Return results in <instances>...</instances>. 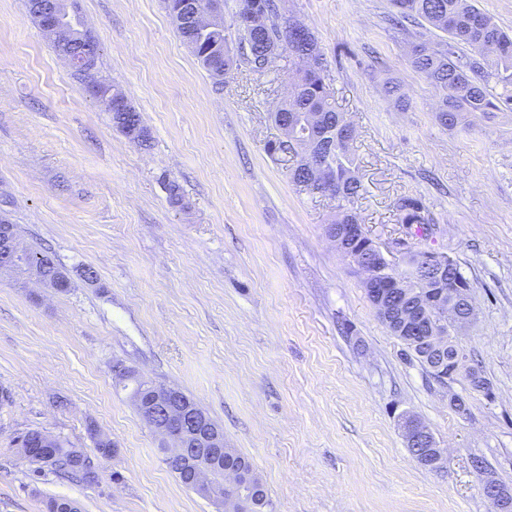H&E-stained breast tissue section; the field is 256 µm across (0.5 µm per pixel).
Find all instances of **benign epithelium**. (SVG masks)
Masks as SVG:
<instances>
[{
    "label": "benign epithelium",
    "instance_id": "obj_1",
    "mask_svg": "<svg viewBox=\"0 0 512 512\" xmlns=\"http://www.w3.org/2000/svg\"><path fill=\"white\" fill-rule=\"evenodd\" d=\"M182 11L193 12L194 19L208 28L218 27L224 22L223 9L213 2L201 8L198 0H184L179 6ZM29 15L39 20L43 34L62 44L73 42L94 43V38L77 20L65 0H57L51 9L46 8L45 0H28ZM81 75L88 79L92 89H103L107 81L97 77L94 57L84 56L79 61ZM316 177L328 195H336V177L331 165L324 159L313 162ZM328 238L336 248L348 257L354 267L363 275L365 284L371 289V302L382 319L388 318L384 302L382 283L398 285V279L385 268L386 278L381 279L368 270L362 253L382 255V251L369 237L361 224H336L327 231ZM5 238L11 252L10 261L1 264L0 272H10L34 279L43 284L46 277L37 262L29 257V251L20 247L13 233V226L0 217V238ZM423 268L430 271L437 281L448 275V254L427 251L418 259ZM453 301L443 295L430 298L429 305L439 314V328L419 342L430 357V366L439 372L442 379L453 378L461 369L464 353L448 337L447 322L461 328L470 323L473 303L470 290L456 288ZM115 382L129 391V400L137 412L143 415L148 427L162 441L165 461L176 475L186 479L187 486L210 499L218 512H259L261 510V480L252 468L238 458L232 449L224 445L222 432L214 427L204 410L178 397L176 389L154 383L135 376L126 366L112 365ZM406 446L415 450L417 462L428 468L437 469L443 463V453L437 448L429 428L420 420L407 416L403 421ZM224 455V487L218 492L211 480V466L208 458ZM482 494L494 512H512V491L499 485L491 472L482 470L478 474Z\"/></svg>",
    "mask_w": 512,
    "mask_h": 512
}]
</instances>
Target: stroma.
Returning a JSON list of instances; mask_svg holds the SVG:
<instances>
[{
  "label": "stroma",
  "instance_id": "stroma-1",
  "mask_svg": "<svg viewBox=\"0 0 512 512\" xmlns=\"http://www.w3.org/2000/svg\"><path fill=\"white\" fill-rule=\"evenodd\" d=\"M280 5L314 33L356 129L361 224L396 272L434 250L472 282L478 318L454 339L490 395L465 415L450 405L470 396L466 377L435 381L391 334L326 235L336 200L301 191L290 155L271 151L288 60L217 84L162 0H77L146 149L113 126L25 0H0V214L70 279L61 292L0 274V512H44L52 497L81 512H216L169 469L113 382L116 362L193 397L277 512H490L476 459L512 488V112L442 126L407 36L389 28L390 0ZM390 80L408 106L385 94ZM403 196L426 205L428 236L397 224ZM405 415L444 449L441 468L411 455ZM93 427L115 448L94 484L33 476L15 450L38 430L92 456Z\"/></svg>",
  "mask_w": 512,
  "mask_h": 512
}]
</instances>
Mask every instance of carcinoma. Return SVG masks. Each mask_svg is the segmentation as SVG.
<instances>
[{
  "instance_id": "1",
  "label": "carcinoma",
  "mask_w": 512,
  "mask_h": 512,
  "mask_svg": "<svg viewBox=\"0 0 512 512\" xmlns=\"http://www.w3.org/2000/svg\"><path fill=\"white\" fill-rule=\"evenodd\" d=\"M181 0H163L165 9L176 24L180 37L205 48L196 59L214 83L221 84L235 67L258 69V63L267 61L266 69L277 66L284 56L293 59L295 82L289 99L283 101L276 112L294 114L301 120L300 136L307 138L309 150L295 159L291 180L301 190L317 193L308 168L310 155H323L336 172V183L341 196L337 197L334 224H353L358 220L353 210L361 195L362 185L356 175L351 152L353 138L343 135L351 126L344 115L336 110L335 100L325 81V59L313 32L305 25L280 18L277 0H238L236 14L251 7L262 15V37L254 29L240 26L229 32L223 25L214 29L191 28L175 15ZM395 8L392 18L394 29L405 32L415 24H427L448 36L442 46H434L425 34H411L409 61L411 66L435 88L439 94L436 112L446 127L459 123L463 112H512V35L505 32L490 16L481 12L473 0H391ZM106 111L112 113V122L119 130L127 123L142 124L139 112L129 117L112 111L107 93L93 94ZM397 223L404 224L414 233L428 234L431 230L427 208L416 197H401L396 202ZM35 261L44 266L45 276L58 284L59 267L47 255L32 253ZM471 286L457 265L448 268V285L426 284L404 275V283L397 287L396 309L414 317L418 335L427 336L437 327L439 317L427 308L429 292H450L449 285L458 280ZM34 445L28 462L36 465L39 473L45 467L81 475L88 483L97 481V468L86 454L75 456L76 449L55 440L43 446L42 432L25 433ZM50 512H80V507L65 498H50L46 502Z\"/></svg>"
}]
</instances>
